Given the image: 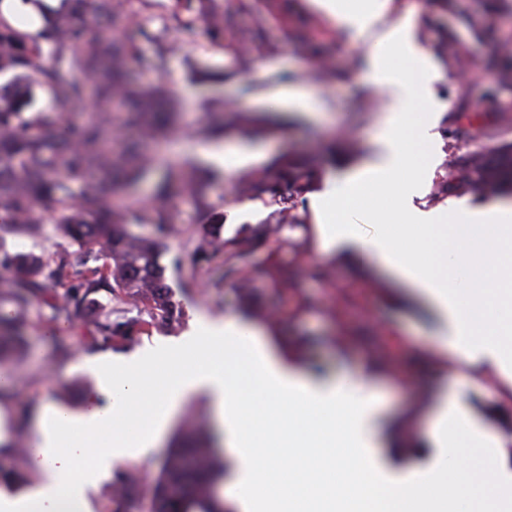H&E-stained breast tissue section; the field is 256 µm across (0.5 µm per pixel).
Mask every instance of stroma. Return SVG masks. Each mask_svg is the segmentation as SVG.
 <instances>
[{"label": "stroma", "instance_id": "stroma-1", "mask_svg": "<svg viewBox=\"0 0 512 512\" xmlns=\"http://www.w3.org/2000/svg\"><path fill=\"white\" fill-rule=\"evenodd\" d=\"M279 2L288 20L268 19L265 35L271 50L259 61L241 53L213 51L199 31L164 30L163 17L172 0H157L150 13V30L165 31L167 38L180 42L181 49L169 57L164 73L140 68L136 74L142 83L162 82L169 88L178 105L179 125L193 134L192 139L178 142L179 151L199 156L201 147L208 143L201 130L216 112L223 113L228 122L240 111H278L294 121L285 131L254 140L239 133L225 137L224 147L238 148L241 154L236 165L225 167L223 184L212 191L216 199L230 192L240 176L286 151L313 162L326 177L363 167L383 119L365 86L359 45L344 36L334 19L312 6L311 0ZM395 2L419 8L420 42L426 52H433L445 39L459 51L458 56L444 57L446 77L434 86L436 96L449 104L436 127L442 146L429 174L428 192L413 200L424 211L444 208L448 199L438 192L439 178L445 169L454 167L473 137L482 136L488 147L512 141V82L495 77L498 67H512V0ZM300 34L310 38L311 53L297 47ZM293 85L304 86L310 106L274 100V93ZM179 206L184 222L177 235L160 243L159 251L166 267V283L185 311V323L177 333L155 329L135 336L114 347V354L131 355L162 341L178 340L191 332L197 317L220 322L227 316L244 315L237 291L219 284L220 262H213L203 272H193L194 211L189 200H181ZM279 257L295 262L285 245ZM328 263L330 275L324 280L310 274L308 263L295 262L294 292L267 298V310L280 315L273 342L294 349L306 374L318 369L326 378L369 377L383 401L384 416L403 413L419 390L438 385L442 365L453 364L454 357L441 351L432 334L433 319L423 308L399 300L397 289L361 275L342 257L330 256ZM299 299L304 300L305 310L289 317V310ZM50 316L47 306L30 308L21 353L0 363V374L14 372L22 378L6 402V422L15 434L21 424L31 422L41 404L80 410L85 391L95 383L83 367L84 351L60 355V347L71 343L72 332L56 326ZM459 377L474 383L472 406L508 441L505 463L512 467V430L498 423L499 416L512 418V380L498 375L485 382L467 370ZM189 410L203 417L210 414L205 400L188 397L183 410L170 418L156 451L147 457H131V464L138 466L141 474L158 472Z\"/></svg>", "mask_w": 512, "mask_h": 512}]
</instances>
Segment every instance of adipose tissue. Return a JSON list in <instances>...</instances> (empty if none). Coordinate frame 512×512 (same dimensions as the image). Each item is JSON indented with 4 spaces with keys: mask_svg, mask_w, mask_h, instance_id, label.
Here are the masks:
<instances>
[{
    "mask_svg": "<svg viewBox=\"0 0 512 512\" xmlns=\"http://www.w3.org/2000/svg\"><path fill=\"white\" fill-rule=\"evenodd\" d=\"M318 2L352 37L379 29L362 58L386 112L371 159L328 178L314 202L322 248L363 259L406 288L429 308L439 345L460 363L508 371L500 339L512 335V200L495 198L478 208L462 196L449 200L447 210L428 212L411 204L428 190L417 149L438 150L434 128L448 108L433 96L444 71L420 47L417 9L394 11L392 0ZM400 59L413 61L418 74L398 71ZM421 101L430 111L419 121ZM373 194L391 196L392 207L368 209ZM360 211L371 223L398 225L410 248L398 250L383 232L359 233L352 217ZM488 317L499 338L477 333ZM263 333L231 316L220 325L200 319L178 343L119 362L89 361L96 387L81 411L47 405L35 416L29 462L39 478L22 498L0 495V512H91L90 489L126 456L151 455L190 395L207 398L233 458L224 498L234 512H477L470 487L457 480L470 467L459 449L483 443L490 432L455 377H442L430 426L414 438V447L435 451L428 471L396 472L380 453L381 412L369 380L303 375ZM227 343L261 362L260 406L243 403L233 360L221 354Z\"/></svg>",
    "mask_w": 512,
    "mask_h": 512,
    "instance_id": "obj_1",
    "label": "adipose tissue"
}]
</instances>
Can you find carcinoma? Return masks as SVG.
<instances>
[{
	"label": "carcinoma",
	"instance_id": "1",
	"mask_svg": "<svg viewBox=\"0 0 512 512\" xmlns=\"http://www.w3.org/2000/svg\"><path fill=\"white\" fill-rule=\"evenodd\" d=\"M152 2L61 0L37 40L0 16V77H8L0 85V302L11 305L8 311L0 307L1 361L19 352L26 312L50 293L53 321L71 326L84 317L86 332L76 336L75 344L86 350L150 327L177 329L182 311L165 282L159 242L178 231L182 197L191 200L199 226L193 269L221 259L222 285L236 287L257 317L261 308L252 282L260 278L280 292L295 278L293 266L273 257L275 249L287 244L296 255L307 254L301 242L284 232L305 225L299 209L321 179L317 165L284 153L239 178L235 198L258 200L274 210L258 228L226 238L223 205L211 196L213 184L224 181V174L180 153L146 151V142L168 143L177 132V113L163 107L168 89L140 84L132 76L141 40L157 42L149 65L160 74L177 51L175 43L145 26L142 14ZM239 4L241 0H174L166 27L192 31L202 25L211 49L236 53L244 44L261 59L270 52L260 35L267 16L256 15L254 31L239 37L232 26ZM37 88L46 91L50 103L33 112ZM116 102L124 106V125L140 132L138 139L118 147L109 120ZM243 116V127L221 121L203 127L202 134L219 139L239 131L260 137L283 126L269 115ZM154 171L161 177L147 204L112 207L113 197L131 193ZM455 174L475 196L512 193V142L491 150L476 147L458 158ZM91 176L98 189L75 194L73 186ZM46 224L82 247L87 259L75 265L65 252L47 257L10 250L9 238L38 241ZM262 250L268 258L260 266L256 254ZM106 288L127 308L103 306L97 295ZM211 443L204 426L186 423L174 435L152 483H143L134 466L115 468L109 494L113 512H141L143 500L150 512H230L213 502V481L229 462L215 456ZM169 487L181 489V495L168 497Z\"/></svg>",
	"mask_w": 512,
	"mask_h": 512
}]
</instances>
